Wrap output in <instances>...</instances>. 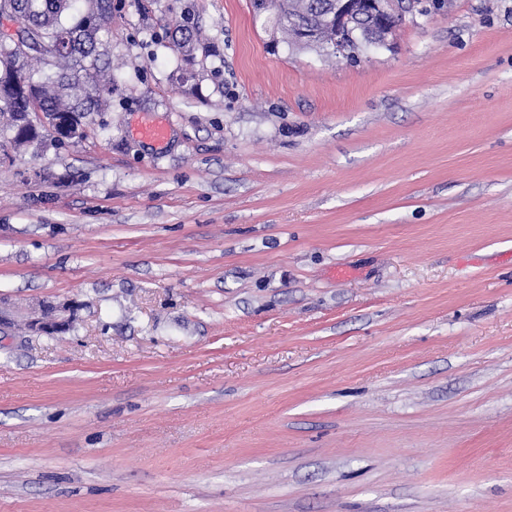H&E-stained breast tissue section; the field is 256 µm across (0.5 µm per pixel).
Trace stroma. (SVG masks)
Listing matches in <instances>:
<instances>
[{
  "label": "stroma",
  "instance_id": "35a3bbf8",
  "mask_svg": "<svg viewBox=\"0 0 512 512\" xmlns=\"http://www.w3.org/2000/svg\"><path fill=\"white\" fill-rule=\"evenodd\" d=\"M115 2L84 138L0 146V512H512V0L354 63ZM54 308L56 317L52 319H45L42 317V313L34 314L31 317L29 326L35 333L53 336L69 329L70 322L77 310V305L70 303Z\"/></svg>",
  "mask_w": 512,
  "mask_h": 512
}]
</instances>
